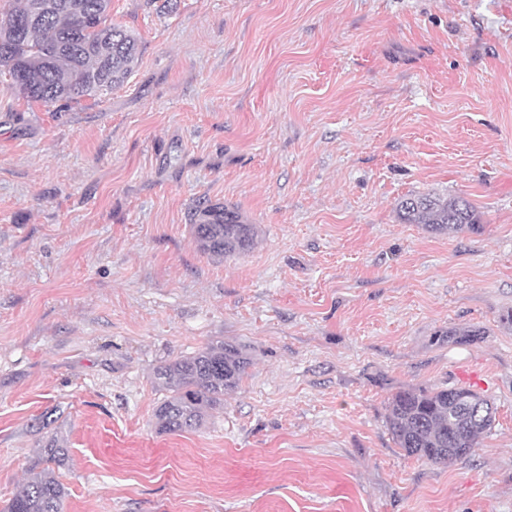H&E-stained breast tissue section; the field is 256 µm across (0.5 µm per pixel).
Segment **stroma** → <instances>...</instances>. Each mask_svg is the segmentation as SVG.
Returning a JSON list of instances; mask_svg holds the SVG:
<instances>
[{"label": "stroma", "instance_id": "35a3bbf8", "mask_svg": "<svg viewBox=\"0 0 512 512\" xmlns=\"http://www.w3.org/2000/svg\"><path fill=\"white\" fill-rule=\"evenodd\" d=\"M123 88L48 110L0 78V510L46 438L62 512H512V0H112ZM462 196L476 232L399 217ZM255 225L213 258L198 198ZM481 335L452 342V327ZM246 345L196 431L153 370ZM482 384L473 455L395 444L391 396Z\"/></svg>", "mask_w": 512, "mask_h": 512}]
</instances>
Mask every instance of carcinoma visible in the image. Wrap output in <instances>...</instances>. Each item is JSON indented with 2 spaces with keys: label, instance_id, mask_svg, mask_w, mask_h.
Listing matches in <instances>:
<instances>
[{
  "label": "carcinoma",
  "instance_id": "carcinoma-1",
  "mask_svg": "<svg viewBox=\"0 0 512 512\" xmlns=\"http://www.w3.org/2000/svg\"><path fill=\"white\" fill-rule=\"evenodd\" d=\"M112 0H17L0 16V75L9 79L27 105L68 107L100 98L128 82L139 60L135 33L108 21ZM401 220L436 232L479 229L472 204L464 198L415 195L398 202ZM199 249L211 256L254 248L257 229L232 208L198 202L191 215ZM252 364L248 349L218 341L156 368L155 384L166 392L155 411L161 433L199 428L209 412L224 407V396L237 388ZM490 404L469 387L426 388L397 392L389 401L386 425L407 455L449 466L472 455L492 431L495 412L473 413L452 401L453 391ZM68 449L56 435L42 444L37 465L5 512H62L67 489L55 469L66 465Z\"/></svg>",
  "mask_w": 512,
  "mask_h": 512
}]
</instances>
